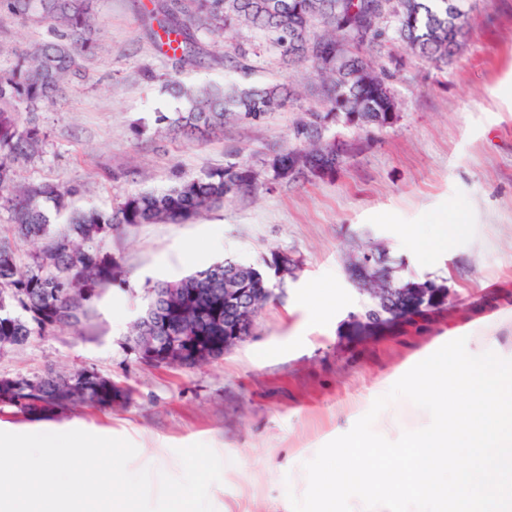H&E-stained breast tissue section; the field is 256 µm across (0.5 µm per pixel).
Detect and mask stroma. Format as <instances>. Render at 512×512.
<instances>
[{
  "mask_svg": "<svg viewBox=\"0 0 512 512\" xmlns=\"http://www.w3.org/2000/svg\"><path fill=\"white\" fill-rule=\"evenodd\" d=\"M152 3L99 0L94 52L82 76L38 113L45 145L19 167V182L65 184L71 209L108 212L128 194L161 191L234 159L257 166L269 149L288 146L293 124L317 102V73L283 68L269 54L254 60L250 75L225 69L224 53L240 38L232 30L200 35L204 64L174 71L154 44ZM465 5L472 29L448 64L389 46L405 60L392 80L399 116L379 130L331 126L330 134L360 145L336 175L271 183L182 224L114 230L101 250L120 263L121 283L100 288L80 330L58 328L0 352V377L82 369L110 377L128 387V399L72 415L90 432L132 442L130 472L181 476L177 448L201 442L224 462L209 489L216 512H291L286 493L300 491L304 462L367 413L370 393L385 394L387 377L450 340L512 334V103L502 97L512 85V0ZM48 36L47 25L1 12L0 68ZM173 75L193 85L285 82L299 98L189 144L155 122L157 113L188 107L166 86ZM137 122L147 127L139 137L131 131ZM439 223L463 230L424 262L415 239ZM189 242L200 245L201 260H186ZM373 246L401 263L405 278L442 285L447 302L360 328L372 298L348 266ZM277 251L299 257L302 269L260 311L247 340L193 368L136 357L130 337L147 288L227 257L259 265ZM322 298L333 309L319 317L312 307Z\"/></svg>",
  "mask_w": 512,
  "mask_h": 512,
  "instance_id": "1",
  "label": "stroma"
}]
</instances>
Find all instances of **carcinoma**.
<instances>
[{
	"label": "carcinoma",
	"mask_w": 512,
	"mask_h": 512,
	"mask_svg": "<svg viewBox=\"0 0 512 512\" xmlns=\"http://www.w3.org/2000/svg\"><path fill=\"white\" fill-rule=\"evenodd\" d=\"M364 5L365 0H167L154 5L155 42L175 68L198 63L196 34L247 30L261 35V41L237 43L225 53L228 68L246 76L252 60L268 52L290 68L308 64L322 79L323 104L303 112L292 128L291 147L272 153L262 169L228 162L161 193L129 194L109 212H74L66 232L31 252L30 262L23 264L17 246L36 245L51 235L48 208L57 213L67 209L70 190L52 183L18 186L17 168L39 156L44 146L45 134L34 114L62 95L80 71L82 57L93 50L96 0H0V10L23 21L46 23L50 30V38L0 70V210L9 212L13 236L0 240V348L22 347L59 326L78 329L97 288L121 280L116 259L97 249L113 228L184 223L270 180L293 181L303 170L318 169L312 177L319 179L335 175L336 153L325 132L336 123V112L344 107L358 115L362 128H384L395 106L388 80L403 67L396 57L391 60L394 69L381 66L363 55L361 46L383 48L399 42L421 58L446 64L471 29L463 0H392L396 17L360 33L355 16ZM322 41L348 46L342 54L344 68L310 52L311 44ZM169 88L189 108L160 115L157 121L187 142H202L230 121H260L296 99L295 91L281 82L186 86L171 80ZM283 261L282 253L273 252L262 270L226 258L181 280L158 282L148 290L134 335L157 337L158 353L164 336H232L234 328L224 324L225 269L237 267L236 287L263 295L288 278ZM170 288L181 290L178 300H168ZM127 398L128 392L116 389L111 378L87 369L29 379L0 377V404L31 420L81 405L110 408Z\"/></svg>",
	"instance_id": "carcinoma-1"
}]
</instances>
